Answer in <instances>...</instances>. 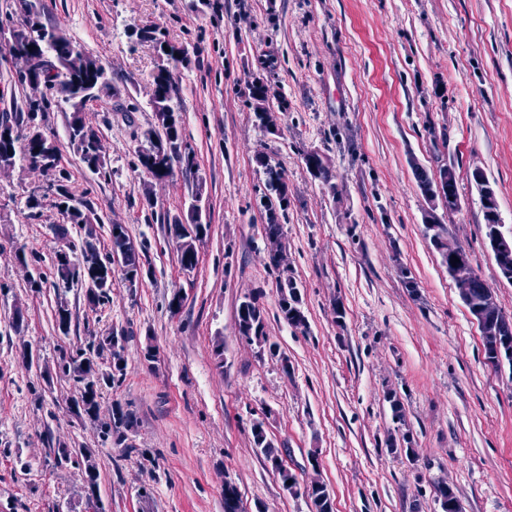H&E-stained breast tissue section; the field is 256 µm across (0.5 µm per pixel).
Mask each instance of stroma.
Wrapping results in <instances>:
<instances>
[{"label":"stroma","mask_w":512,"mask_h":512,"mask_svg":"<svg viewBox=\"0 0 512 512\" xmlns=\"http://www.w3.org/2000/svg\"><path fill=\"white\" fill-rule=\"evenodd\" d=\"M32 2L110 71V89L84 110L109 177L70 145L68 113L52 110L39 129L72 194L99 217V248L122 225L150 272L132 287L113 269L111 298L95 307L83 288L57 292L52 263L82 234L48 198L30 219L27 199L46 174L23 161L0 170V512H91L83 465L54 460L61 445L92 450L106 512H224L228 480L247 512H311L264 466L258 419L300 484L328 485L336 512H438L442 482L464 512H512V367L485 362L481 331L424 233L427 216L446 225L512 317V283L486 242L471 177L485 172L511 227L512 0ZM146 25L192 49L175 83L196 168L164 180L137 160L155 125L160 59L129 32ZM261 74L272 87L269 132L249 97ZM310 150L326 157L331 184L308 172ZM260 152L288 182L285 259L304 331L275 317ZM443 165L456 175L452 212L431 205L414 175ZM197 189L208 230L186 271L165 219L186 216ZM253 293L277 355L237 336V306ZM60 303L72 313L66 334ZM109 334L123 337L126 367L103 389L102 411L121 407L132 425L106 437L73 413L78 391L57 362ZM390 389L404 426L392 420ZM403 431L415 458L388 447Z\"/></svg>","instance_id":"35a3bbf8"}]
</instances>
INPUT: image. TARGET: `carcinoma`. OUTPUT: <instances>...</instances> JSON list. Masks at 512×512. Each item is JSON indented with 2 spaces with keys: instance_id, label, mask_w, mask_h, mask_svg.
Instances as JSON below:
<instances>
[{
  "instance_id": "carcinoma-1",
  "label": "carcinoma",
  "mask_w": 512,
  "mask_h": 512,
  "mask_svg": "<svg viewBox=\"0 0 512 512\" xmlns=\"http://www.w3.org/2000/svg\"><path fill=\"white\" fill-rule=\"evenodd\" d=\"M24 19L19 26L12 28V45L8 51L21 50L28 56L31 66L30 75L15 76V84L32 90V95L25 96L18 111L11 119L0 122V169L11 168L16 160L22 159L30 166L44 172H55L56 167L44 165L48 156L58 155L55 144L39 132L38 120L53 109L71 112L68 121V138L87 167L99 174L104 170L105 157L102 142L96 131L86 124L83 110L86 102L97 97V93L107 88L108 79L102 63L88 55L81 48L67 39L60 28L42 23L33 5L25 0L22 5ZM130 37L137 42H150L160 54L164 64L160 65L154 76L151 106L155 112L157 126L144 133L146 146L138 150V162L157 180L173 175L174 167L192 172L195 157L183 137V116L175 108L173 100L177 94L174 69L189 64V50L185 45L177 46L170 42L166 33L158 25L138 27ZM271 94V87L261 78L251 83L250 95L253 101L254 117L262 128L268 130L275 125V119L266 106ZM30 133L23 134V130ZM255 163L263 175V202L265 209L264 237L269 245H275L279 252H284L283 224L280 217L288 208V184L279 165L272 163L265 153L255 155ZM305 165L311 176L328 184L332 175L325 158L317 151L305 155ZM202 188L192 194L188 206L186 225L178 216L169 221L168 229L179 240L180 261L182 268L191 271L197 264L196 242L206 233L207 226L202 223L201 208L198 205ZM55 199V206L65 212L70 223L85 229V237L79 245L81 260L72 262L65 253L56 256L54 264V284L70 289L82 282L101 283L98 288L85 291L86 300L91 305H98L109 298L112 288L113 256L117 255L125 262V276L130 285H135L143 277L145 263L143 255L133 246L123 228L112 226L110 248L100 253L95 241V232L88 219L86 209L89 205L83 201L79 206L72 205L73 197L65 184V176L51 178L43 194L30 196L27 207L30 216L35 217L42 208V199ZM425 233L439 252L442 262L450 264L448 229L443 224L429 220L425 224ZM268 265L277 271V288L280 290L279 313L288 325L298 329L307 328V318L301 307V297L295 279L288 275V267L282 260L269 257ZM238 336L249 345H257L277 353V347L268 343L267 318L259 304V296L244 297L236 311ZM505 348L503 337L490 334L483 337L484 356L494 367L497 352ZM125 358L112 356L109 369L102 371L85 352L74 355L64 354L60 357L59 371L78 387L80 396L74 400L73 409L90 419L100 421L101 432L109 435L118 433L131 423L129 414L115 408L109 420H100V398L102 386H110L123 376ZM254 447L260 449L265 462L270 465L281 482L282 488L290 495L304 491L314 512H335L334 499L321 481H312L304 488H299L296 476L283 463L280 451L268 439L263 422L252 424ZM78 454L85 463V473L91 495H96V464L93 454L86 448L54 449L58 463L68 462L72 455ZM435 501L440 512H463L461 503L453 488L446 483L434 487ZM240 495L237 487L230 481L224 482V512H238L237 503Z\"/></svg>"
}]
</instances>
